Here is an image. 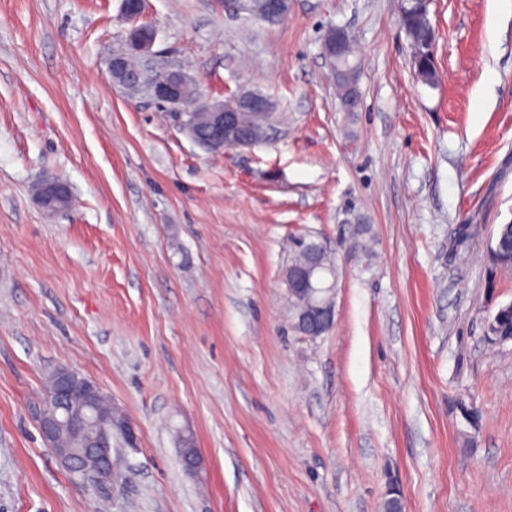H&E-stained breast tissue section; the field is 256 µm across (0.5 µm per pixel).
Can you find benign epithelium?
<instances>
[{"mask_svg": "<svg viewBox=\"0 0 512 512\" xmlns=\"http://www.w3.org/2000/svg\"><path fill=\"white\" fill-rule=\"evenodd\" d=\"M144 10V0H121V11L131 23L128 46L139 59V67L129 70L123 59L111 57L108 73L113 83L123 87L129 94L146 93L160 103L179 105L183 100V90L195 80L177 66L159 71L152 62L150 49L155 40L151 29L139 24ZM351 34L343 28H334L330 36L321 45V54L328 65H333L348 47ZM198 109L206 113L210 133L199 134L192 121L183 122V128L190 138L201 148L211 151L224 146H250L254 140L244 138L238 128L236 114L244 109L254 113L255 117H267L271 109L268 98L258 94H247L229 101H211L203 98ZM41 195L37 201L41 208L49 213L63 211L60 203L73 195L71 184L60 178H47L40 182ZM313 268L285 271L284 282L287 291L295 295L311 293L317 300L308 309L298 314L297 329L303 336L317 338L330 330L335 321L336 279H331L321 286H316L312 277ZM104 395L102 387L95 381L80 373L61 369L49 396L36 407V416L42 438L49 445L57 442L58 429L61 424L60 412H68V424L73 428H84L93 423L98 429L88 436L85 446L77 452L67 448H56L54 452L62 466L75 478L78 484L87 486L99 497H108L114 492L119 482L118 475L112 469V457L120 450L112 447L111 435H121L124 444L135 447L136 434L132 422L123 417L95 416L88 420V413L96 409L98 401Z\"/></svg>", "mask_w": 512, "mask_h": 512, "instance_id": "obj_1", "label": "benign epithelium"}]
</instances>
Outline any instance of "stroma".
Here are the masks:
<instances>
[{"instance_id":"1","label":"stroma","mask_w":512,"mask_h":512,"mask_svg":"<svg viewBox=\"0 0 512 512\" xmlns=\"http://www.w3.org/2000/svg\"><path fill=\"white\" fill-rule=\"evenodd\" d=\"M399 6L288 0L268 22L145 0L153 52L203 96L274 105L262 143L211 153L112 83L120 0H0V512H385L392 485L403 512H512V342L483 324L512 302L485 261L512 221V0H432L433 88ZM336 26L359 47L352 114L320 54ZM50 177L74 202L49 217L32 186ZM303 234L339 272L315 339L284 283ZM57 368L134 425L109 507L39 432Z\"/></svg>"}]
</instances>
